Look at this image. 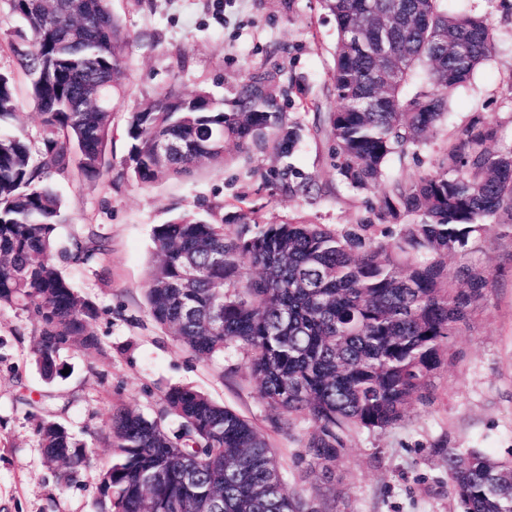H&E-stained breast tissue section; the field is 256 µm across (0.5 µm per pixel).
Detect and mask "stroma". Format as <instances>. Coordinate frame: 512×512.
<instances>
[{
  "mask_svg": "<svg viewBox=\"0 0 512 512\" xmlns=\"http://www.w3.org/2000/svg\"><path fill=\"white\" fill-rule=\"evenodd\" d=\"M126 34L129 69L114 101L108 174L93 181L53 177L65 202L66 236L96 232L109 254L65 275L97 305L94 324L102 351L86 357L75 346L60 353L67 375L45 382L32 359L35 326L27 312L0 309V512H105L101 475L111 458L106 420L131 407L151 416L175 386L209 395L265 436L286 474L289 494L322 512H458L447 468L434 452L440 442L512 459V236L494 237L474 261L493 278L470 327L453 340L455 360L434 381L430 404L413 403L399 425L350 431L332 482L297 462L314 431L297 419L277 427V411L262 397L246 352L228 345L199 358L150 316L145 305L152 232L179 211L210 210L234 235L225 216L245 206L263 222H305L341 230L370 217L383 187L356 190L337 175L325 119L339 102L329 75L336 33L321 0H111ZM456 13L488 17L491 59L449 99L438 133L415 153L392 158L390 177L431 170L449 137L484 114L499 133L491 147L512 146V0H448ZM21 22L0 0V73L15 76L21 102L16 127L40 151L42 125L7 43ZM261 78L286 112L300 140L288 159L256 150H230L223 168L143 186L123 173L127 116L144 97L173 87L206 90L233 101L250 77ZM312 178L314 198L290 194L285 168ZM46 419L67 427L90 456L74 479L62 482L46 463L37 429Z\"/></svg>",
  "mask_w": 512,
  "mask_h": 512,
  "instance_id": "obj_1",
  "label": "stroma"
}]
</instances>
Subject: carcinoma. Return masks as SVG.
<instances>
[{
    "instance_id": "1",
    "label": "carcinoma",
    "mask_w": 512,
    "mask_h": 512,
    "mask_svg": "<svg viewBox=\"0 0 512 512\" xmlns=\"http://www.w3.org/2000/svg\"><path fill=\"white\" fill-rule=\"evenodd\" d=\"M395 46L382 60L374 34L392 0H323L336 27L332 89L339 101L325 132L336 169L357 190L375 188L387 160L425 144L494 51L484 16L448 12L446 0H403ZM24 29L8 48L42 118L39 157L21 133L0 132V308L27 311L38 331L33 360L47 380L61 349L100 352L96 305L57 267L88 265L110 251L90 232L62 241L64 203L48 179H96L108 171L112 104L127 70L126 36L111 0H8ZM364 29L368 42L352 34ZM376 101L366 107L365 100ZM14 80L0 74V125L17 119ZM497 127L482 114L448 145L433 170L395 180L375 207L395 226L378 238L370 219L349 230L322 224H263L239 208L235 236L183 212L153 229L149 314L200 357L230 343L250 353L278 428L305 416L314 432L301 461L326 481L351 429L400 424L411 403H428L452 340L472 322L491 274L466 263L475 240L512 226V149L494 151ZM126 173L142 185L224 166V143L294 151L297 132L259 80L232 110L201 90L173 89L128 113ZM465 263L452 273L448 258ZM177 422L170 430L168 422ZM112 461L101 488L110 512H320L285 488L265 436L236 412L188 387L164 394L155 416L114 408ZM47 463L67 480L87 461L85 445L45 420ZM461 512H512V461L440 446Z\"/></svg>"
}]
</instances>
